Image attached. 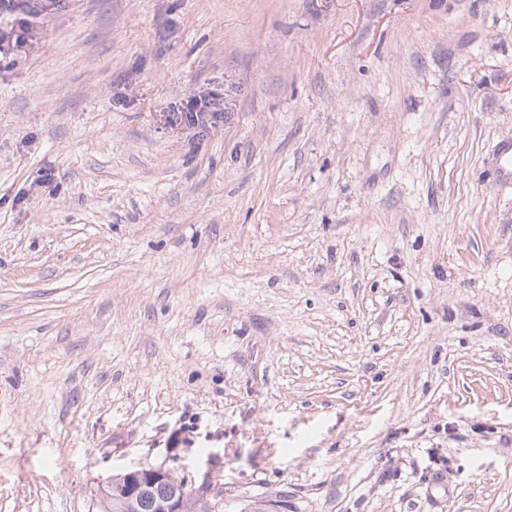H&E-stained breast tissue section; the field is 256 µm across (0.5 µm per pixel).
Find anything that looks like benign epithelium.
I'll use <instances>...</instances> for the list:
<instances>
[{
  "instance_id": "1",
  "label": "benign epithelium",
  "mask_w": 512,
  "mask_h": 512,
  "mask_svg": "<svg viewBox=\"0 0 512 512\" xmlns=\"http://www.w3.org/2000/svg\"><path fill=\"white\" fill-rule=\"evenodd\" d=\"M197 504L210 502L214 476L200 482L177 475L174 466L140 465L112 475L97 484L93 496L99 512H185L186 489Z\"/></svg>"
}]
</instances>
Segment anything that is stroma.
<instances>
[{
	"label": "stroma",
	"mask_w": 512,
	"mask_h": 512,
	"mask_svg": "<svg viewBox=\"0 0 512 512\" xmlns=\"http://www.w3.org/2000/svg\"><path fill=\"white\" fill-rule=\"evenodd\" d=\"M14 18L0 512L161 463L223 512H512V0ZM213 94H204L195 97L188 102L185 111L177 112V121L180 123L187 122L191 125L204 126L206 123L212 124L218 118V113L214 112L211 108H215L216 102ZM488 161L496 174L497 185L512 187V139L497 140L488 156Z\"/></svg>",
	"instance_id": "obj_1"
}]
</instances>
